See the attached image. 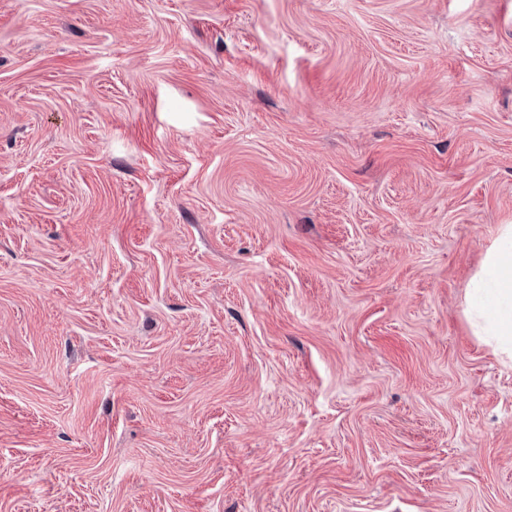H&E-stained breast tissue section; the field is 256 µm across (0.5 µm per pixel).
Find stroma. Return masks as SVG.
<instances>
[{"label": "stroma", "mask_w": 512, "mask_h": 512, "mask_svg": "<svg viewBox=\"0 0 512 512\" xmlns=\"http://www.w3.org/2000/svg\"><path fill=\"white\" fill-rule=\"evenodd\" d=\"M512 0H0V512H512ZM469 288L478 334L487 336L486 342L495 351L511 358L512 224L500 225Z\"/></svg>", "instance_id": "1"}]
</instances>
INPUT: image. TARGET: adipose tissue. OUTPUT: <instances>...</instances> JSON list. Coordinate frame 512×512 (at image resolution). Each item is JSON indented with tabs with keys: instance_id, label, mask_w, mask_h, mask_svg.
<instances>
[{
	"instance_id": "ef3b65f1",
	"label": "adipose tissue",
	"mask_w": 512,
	"mask_h": 512,
	"mask_svg": "<svg viewBox=\"0 0 512 512\" xmlns=\"http://www.w3.org/2000/svg\"><path fill=\"white\" fill-rule=\"evenodd\" d=\"M472 315L479 335L500 354L512 357V224L498 235L470 283Z\"/></svg>"
}]
</instances>
